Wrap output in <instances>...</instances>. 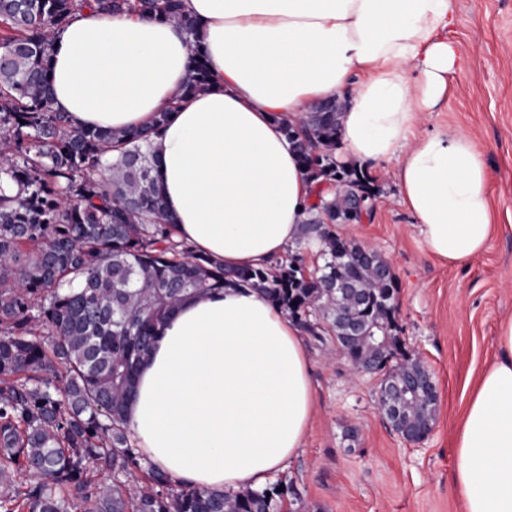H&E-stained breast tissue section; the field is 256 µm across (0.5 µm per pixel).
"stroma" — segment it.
I'll use <instances>...</instances> for the list:
<instances>
[{
	"instance_id": "35a3bbf8",
	"label": "stroma",
	"mask_w": 512,
	"mask_h": 512,
	"mask_svg": "<svg viewBox=\"0 0 512 512\" xmlns=\"http://www.w3.org/2000/svg\"><path fill=\"white\" fill-rule=\"evenodd\" d=\"M448 36L459 61L449 92L414 130L472 137L489 172L499 227L486 248L453 265L425 251L400 202L394 164L370 169L372 213L337 233L375 249L399 283L396 331L432 373L438 403L428 438L405 442L378 410L382 373L355 372L332 332L304 334L314 412L303 445L278 481L291 512H464L453 474L458 422L512 317V0H455Z\"/></svg>"
}]
</instances>
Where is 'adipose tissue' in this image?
Segmentation results:
<instances>
[{
    "label": "adipose tissue",
    "instance_id": "adipose-tissue-1",
    "mask_svg": "<svg viewBox=\"0 0 512 512\" xmlns=\"http://www.w3.org/2000/svg\"><path fill=\"white\" fill-rule=\"evenodd\" d=\"M210 89L183 95L184 30L85 9L55 31L54 109L84 127L135 131L171 110L151 152L176 236L226 268H261L298 237L314 186L283 131L341 99L339 140L362 163H394L432 255L459 264L494 230L489 174L455 130L420 138L448 93L455 0H184ZM477 378L456 437L466 512H512V318ZM314 409L309 360L285 312L244 286L182 303L142 364L129 409L143 457L178 482L260 488L301 448Z\"/></svg>",
    "mask_w": 512,
    "mask_h": 512
}]
</instances>
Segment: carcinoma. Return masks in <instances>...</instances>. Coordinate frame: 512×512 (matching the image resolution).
<instances>
[{"label": "carcinoma", "instance_id": "cac0c4a2", "mask_svg": "<svg viewBox=\"0 0 512 512\" xmlns=\"http://www.w3.org/2000/svg\"><path fill=\"white\" fill-rule=\"evenodd\" d=\"M136 12L174 24L183 0H0V512H281L280 483L229 495L179 484L148 463L128 429L139 367L170 314L186 299L228 283L258 290L302 327L316 307L326 319L337 303L314 302L340 278L370 302L368 327L387 325L382 304L399 292L357 262L361 245L336 235L343 186L366 189L358 170L336 165V102L319 103L285 135L310 180L328 184L299 229L323 265L292 257L265 268L227 270L173 238L151 153L170 112L129 134L75 124L52 107V35L77 11ZM199 60L185 94L208 89ZM20 192L5 195L4 185ZM383 382L422 371L398 339ZM144 473L149 488L130 483ZM35 472L39 481L17 482Z\"/></svg>", "mask_w": 512, "mask_h": 512}]
</instances>
